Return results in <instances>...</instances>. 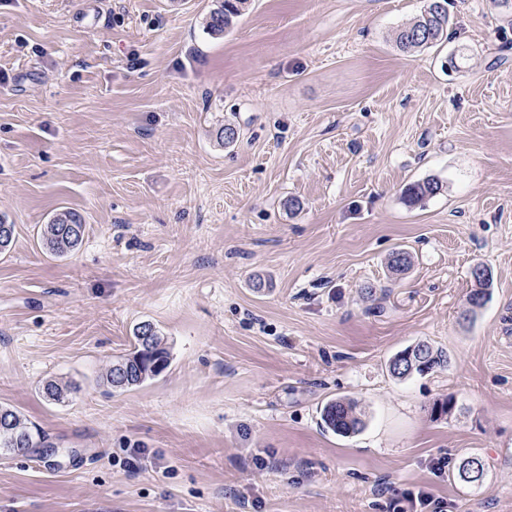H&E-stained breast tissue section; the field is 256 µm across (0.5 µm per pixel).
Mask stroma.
Segmentation results:
<instances>
[{
    "label": "stroma",
    "mask_w": 512,
    "mask_h": 512,
    "mask_svg": "<svg viewBox=\"0 0 512 512\" xmlns=\"http://www.w3.org/2000/svg\"><path fill=\"white\" fill-rule=\"evenodd\" d=\"M218 3L0 0V404L39 434L0 454V512H512V5L448 0L410 55L426 0H249L214 36ZM62 210L86 230L58 258ZM143 321L170 364L112 389ZM419 341L447 366L392 376ZM339 397L359 433L323 427ZM427 2L420 15L395 32V45L403 53L430 48L448 38V0ZM441 188L442 185L439 181L429 178L422 182L408 185L404 190V198L409 205L415 206L439 193ZM81 229L80 233H71V226ZM72 226L74 232L78 228ZM85 232V224L76 212L63 210L56 213L49 224H44L41 232V245L51 255L57 257L66 256L75 251L82 243Z\"/></svg>",
    "instance_id": "stroma-1"
}]
</instances>
